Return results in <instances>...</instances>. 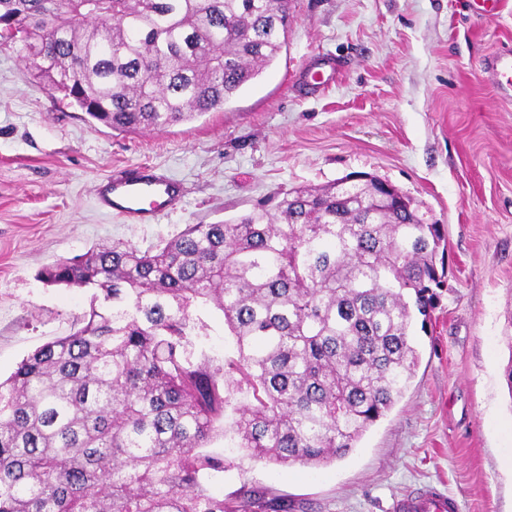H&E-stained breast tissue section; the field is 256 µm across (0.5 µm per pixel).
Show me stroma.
<instances>
[{"label":"stroma","mask_w":512,"mask_h":512,"mask_svg":"<svg viewBox=\"0 0 512 512\" xmlns=\"http://www.w3.org/2000/svg\"><path fill=\"white\" fill-rule=\"evenodd\" d=\"M512 49V0L493 19L468 0H291L278 58L225 103L162 130L119 131L62 101L0 47V377L76 330L92 292L43 284L57 261L112 246L163 247L190 224L232 221L294 187L366 172L444 224L448 287L416 373L393 409L344 458L280 467L217 437L229 468L208 483L287 496L293 512H389L423 486L460 512H512V396L502 339L512 313V99L485 80L489 55ZM333 57L344 70L320 96L296 73ZM148 164L183 186L151 224L101 211L112 172ZM195 355H233L222 314Z\"/></svg>","instance_id":"35a3bbf8"}]
</instances>
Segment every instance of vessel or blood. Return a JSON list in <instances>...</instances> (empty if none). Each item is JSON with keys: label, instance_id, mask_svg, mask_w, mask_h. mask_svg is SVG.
<instances>
[{"label": "vessel or blood", "instance_id": "obj_1", "mask_svg": "<svg viewBox=\"0 0 512 512\" xmlns=\"http://www.w3.org/2000/svg\"><path fill=\"white\" fill-rule=\"evenodd\" d=\"M493 83L501 93L512 92V50L498 51L485 63ZM182 196L179 183L158 172L141 166L122 171L109 178L97 191L98 205L110 213L139 223L154 220L166 209L177 204ZM392 512H458L455 498L427 486L393 502Z\"/></svg>", "mask_w": 512, "mask_h": 512}]
</instances>
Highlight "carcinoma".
Returning <instances> with one entry per match:
<instances>
[{
	"mask_svg": "<svg viewBox=\"0 0 512 512\" xmlns=\"http://www.w3.org/2000/svg\"><path fill=\"white\" fill-rule=\"evenodd\" d=\"M290 0H0V33L34 75L114 129L224 107L285 44ZM379 188L296 187L231 222L190 224L155 250L93 251L41 272L90 288L75 332L0 382V512H287L215 498L237 447L276 465L342 458L394 407L438 290L444 225ZM223 314L236 356L194 358ZM503 375L512 397V315ZM245 401L232 405L234 394Z\"/></svg>",
	"mask_w": 512,
	"mask_h": 512,
	"instance_id": "1",
	"label": "carcinoma"
}]
</instances>
